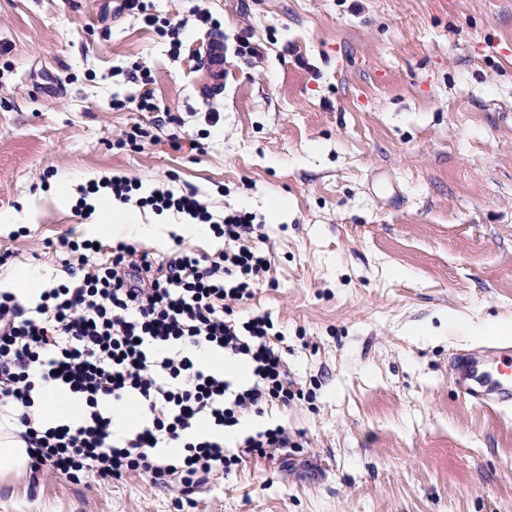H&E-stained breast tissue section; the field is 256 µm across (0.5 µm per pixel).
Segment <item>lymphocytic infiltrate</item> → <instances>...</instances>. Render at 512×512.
<instances>
[{"label":"lymphocytic infiltrate","instance_id":"f902f5d3","mask_svg":"<svg viewBox=\"0 0 512 512\" xmlns=\"http://www.w3.org/2000/svg\"><path fill=\"white\" fill-rule=\"evenodd\" d=\"M102 190L124 204L209 225L224 249L209 259L174 248L160 262L122 241L105 249L90 240L52 242L67 281L44 289L33 306L0 289V415L21 427L34 470L103 484L138 473L153 486L176 483L190 495L244 455L262 456L288 442L277 426L245 436L240 450L224 446L244 415L302 396L288 379V349L273 321L236 314L268 276L271 259L255 243L261 226L251 213L231 211L218 220L195 193H147L141 181L120 175L82 193ZM203 349L247 361L248 382L202 364ZM50 389L80 404L78 422L43 418L41 400ZM128 399L144 416L134 429L118 427L112 416L114 405Z\"/></svg>","mask_w":512,"mask_h":512}]
</instances>
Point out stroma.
<instances>
[{
	"instance_id": "obj_1",
	"label": "stroma",
	"mask_w": 512,
	"mask_h": 512,
	"mask_svg": "<svg viewBox=\"0 0 512 512\" xmlns=\"http://www.w3.org/2000/svg\"><path fill=\"white\" fill-rule=\"evenodd\" d=\"M149 11L185 22L179 51L115 0H0V286L19 267L63 276L46 244L88 238L75 205L106 176L250 212L272 267L240 311L274 321L313 397L250 416L238 435L279 425L287 447L198 488L188 512H512V412L464 398L448 363L512 339V0ZM241 34L260 56L237 54ZM215 35L224 92L205 100ZM137 63L150 84L129 79ZM147 91L170 123L128 108ZM135 122L157 142L115 148ZM127 209L165 225L140 241L156 259L223 248L177 235L176 212ZM179 495L139 474L98 488L29 469L0 480V512H176Z\"/></svg>"
}]
</instances>
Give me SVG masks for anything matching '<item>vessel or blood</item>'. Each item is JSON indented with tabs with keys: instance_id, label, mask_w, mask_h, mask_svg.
Returning a JSON list of instances; mask_svg holds the SVG:
<instances>
[{
	"instance_id": "b4317fda",
	"label": "vessel or blood",
	"mask_w": 512,
	"mask_h": 512,
	"mask_svg": "<svg viewBox=\"0 0 512 512\" xmlns=\"http://www.w3.org/2000/svg\"><path fill=\"white\" fill-rule=\"evenodd\" d=\"M203 66L210 80L200 94L210 98L224 90V40L211 37L205 44ZM450 365L455 385L473 403L494 411L512 405V344L501 341L491 346L462 349Z\"/></svg>"
}]
</instances>
